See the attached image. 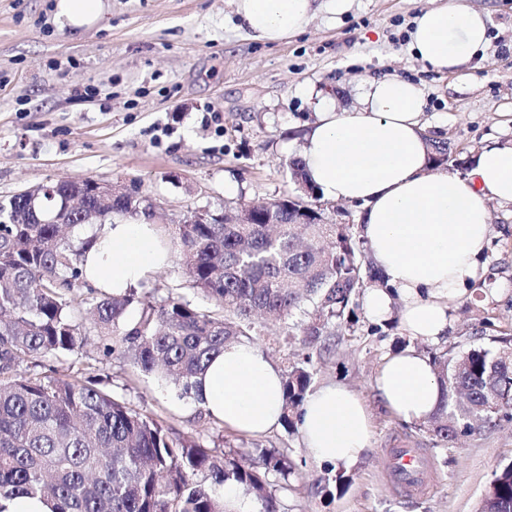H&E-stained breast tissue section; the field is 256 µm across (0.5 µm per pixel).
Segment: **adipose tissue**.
Wrapping results in <instances>:
<instances>
[{"label": "adipose tissue", "instance_id": "adipose-tissue-1", "mask_svg": "<svg viewBox=\"0 0 512 512\" xmlns=\"http://www.w3.org/2000/svg\"><path fill=\"white\" fill-rule=\"evenodd\" d=\"M234 6L242 29L265 42L301 32L313 16V0H234ZM107 11L106 0H55L53 16L60 31L76 34L98 25ZM486 34L483 12L446 0L418 17L409 48L430 69L448 73L483 51ZM315 97L305 172L323 199L365 211L361 234L387 282L366 293L369 316L388 320L393 297H400L405 332L438 341L451 322V301L480 276L489 243L485 197L512 203V146H485L471 174L459 177L432 168L419 122L422 92L413 82L369 79L351 111L323 92ZM170 261L158 225L144 217L118 219L102 225L86 247L83 275L103 292L123 294ZM376 391L406 423L428 421L443 400L429 357L412 347L386 356ZM191 397L226 427L259 436L280 424L282 372L253 347L229 345L197 376ZM299 429L309 455L321 462L351 467L369 449L368 407L340 384L308 395Z\"/></svg>", "mask_w": 512, "mask_h": 512}]
</instances>
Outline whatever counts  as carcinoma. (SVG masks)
<instances>
[{
    "label": "carcinoma",
    "mask_w": 512,
    "mask_h": 512,
    "mask_svg": "<svg viewBox=\"0 0 512 512\" xmlns=\"http://www.w3.org/2000/svg\"><path fill=\"white\" fill-rule=\"evenodd\" d=\"M435 168L466 171L450 144L430 151ZM292 189L249 203L234 215L208 214L177 225L173 253L192 287L214 310L185 297L128 294L89 299L83 239L50 220L69 186H52L38 204L40 224L0 223V498L40 496L50 512H228L212 487L232 483L284 512L281 492L294 466L276 448L244 454L193 437L174 439L153 417L112 397L94 376H67L49 364L82 354L96 331L99 362L124 353L144 375L171 379L189 397L195 378L224 346L279 324L284 341L315 344L337 329L355 332L366 292L384 285L366 262L355 224L325 222L303 160H288ZM144 213L140 201L112 202L107 217ZM444 400L432 430L446 440L512 419V346L429 352ZM282 427L297 431L315 376L312 355L285 357ZM202 480H197V477ZM476 512H512V462L504 465Z\"/></svg>",
    "instance_id": "obj_1"
}]
</instances>
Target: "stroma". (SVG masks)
Masks as SVG:
<instances>
[{
	"label": "stroma",
	"instance_id": "1",
	"mask_svg": "<svg viewBox=\"0 0 512 512\" xmlns=\"http://www.w3.org/2000/svg\"><path fill=\"white\" fill-rule=\"evenodd\" d=\"M443 2L338 0L335 13L319 10L302 32L265 43L239 29L232 0H110L104 26L73 37L58 31L53 0H0V200L90 177L137 190L169 236L195 211L220 215L279 197L291 185L287 162L316 118L309 90L352 108L366 81L382 75L420 86L426 139L473 158L494 142L512 146V0H468L488 17V43L481 58L448 74L426 68L408 47L415 18ZM487 206L482 266L495 288L484 297L464 290L439 343L406 334L398 299L383 336L337 334L321 349L253 338L278 364L288 351L312 353L316 385L336 382L365 399L370 448L348 469L345 489L336 487L338 467L314 460L300 434L280 426L259 437L217 431L167 380L140 374L119 354L99 363L96 336L80 361L64 356L60 364L100 376L114 396L174 436L208 443L220 435L243 450L287 452L297 469L285 512H475L495 471L512 462V420L443 442L430 424L398 421L375 386L384 356L396 349L490 345L481 333L487 317L512 332V204L491 199ZM143 289L211 306L174 262ZM401 444L428 458L422 494L389 478L387 451Z\"/></svg>",
	"mask_w": 512,
	"mask_h": 512
}]
</instances>
